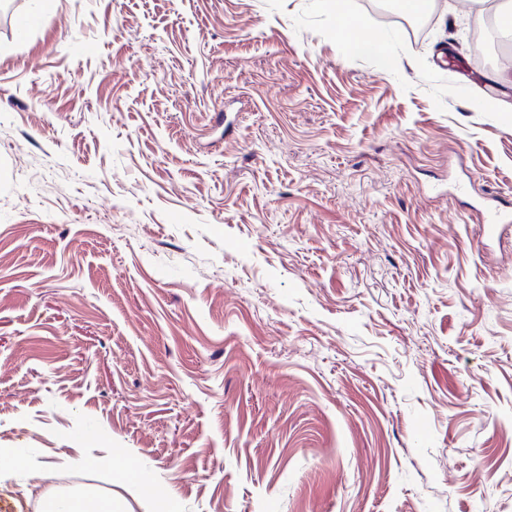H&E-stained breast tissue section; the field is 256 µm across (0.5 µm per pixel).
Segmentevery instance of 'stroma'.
I'll use <instances>...</instances> for the list:
<instances>
[{"mask_svg": "<svg viewBox=\"0 0 512 512\" xmlns=\"http://www.w3.org/2000/svg\"><path fill=\"white\" fill-rule=\"evenodd\" d=\"M501 2L0 0V500L512 512ZM509 215L504 214L498 210L490 212L481 225V234L478 240L480 247H485L488 242L497 238L501 232L504 224L509 223Z\"/></svg>", "mask_w": 512, "mask_h": 512, "instance_id": "obj_1", "label": "stroma"}]
</instances>
